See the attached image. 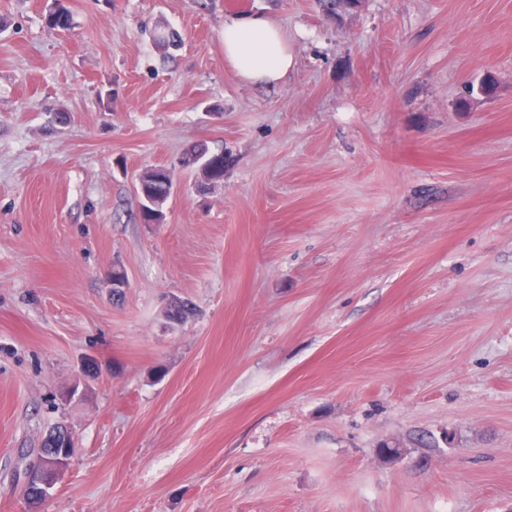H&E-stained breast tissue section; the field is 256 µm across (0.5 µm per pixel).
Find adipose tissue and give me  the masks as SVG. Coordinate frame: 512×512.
<instances>
[{
    "label": "adipose tissue",
    "instance_id": "ef3b65f1",
    "mask_svg": "<svg viewBox=\"0 0 512 512\" xmlns=\"http://www.w3.org/2000/svg\"><path fill=\"white\" fill-rule=\"evenodd\" d=\"M224 62L243 83L274 86L294 66L287 31L261 12H245L224 20Z\"/></svg>",
    "mask_w": 512,
    "mask_h": 512
}]
</instances>
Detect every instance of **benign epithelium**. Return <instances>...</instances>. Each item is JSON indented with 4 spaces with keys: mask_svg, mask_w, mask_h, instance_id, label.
Returning a JSON list of instances; mask_svg holds the SVG:
<instances>
[{
    "mask_svg": "<svg viewBox=\"0 0 512 512\" xmlns=\"http://www.w3.org/2000/svg\"><path fill=\"white\" fill-rule=\"evenodd\" d=\"M43 441L48 447L28 464L25 493L32 504L39 503L49 495L75 453L74 436L64 425L49 430Z\"/></svg>",
    "mask_w": 512,
    "mask_h": 512,
    "instance_id": "obj_1",
    "label": "benign epithelium"
}]
</instances>
